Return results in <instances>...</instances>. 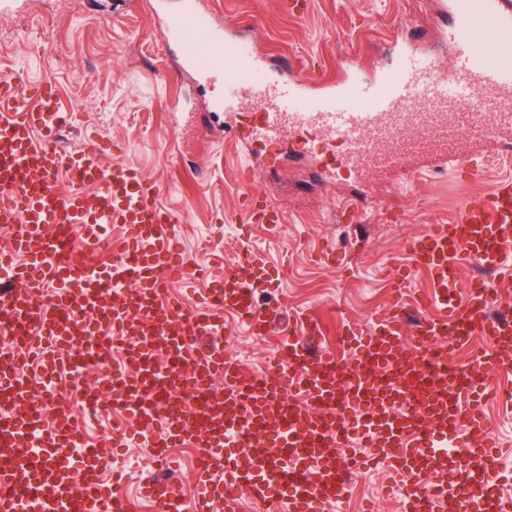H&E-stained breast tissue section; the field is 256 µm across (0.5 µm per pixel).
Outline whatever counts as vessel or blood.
<instances>
[{"mask_svg": "<svg viewBox=\"0 0 512 512\" xmlns=\"http://www.w3.org/2000/svg\"><path fill=\"white\" fill-rule=\"evenodd\" d=\"M153 10L176 44L187 29L200 34L196 50H182V67L202 83L212 111L248 110L250 142L285 151L312 132L347 174H388L416 158L422 178L433 158L463 174L462 146L512 142V8L504 0H445L447 54L403 49L374 77L354 70L315 90L292 77L291 64L270 74L253 41L228 36L200 0H154ZM466 92L479 95L481 111L464 104ZM67 120L52 82L0 78V223L18 227L0 251V334L8 338L0 346V512H32L35 501L41 512H128L99 477L100 449L82 442L86 417L59 406L45 421L24 372L35 360L48 372L81 370L111 362L117 350L122 362L90 390L86 416L112 415L116 448L135 433L158 460L173 447L201 451L191 495L146 484L159 512H172L180 496L187 512H236L244 496L271 512H323L340 495L339 474L365 467L362 448L407 475V512H499L491 473L503 452L485 431L480 379L512 368V321L485 316L487 284L462 270L472 259L512 277L511 177L408 242L394 288L423 270L434 293L395 304L372 327L346 328L351 365L320 348V323L307 316L249 380L223 352L192 344L226 335L228 312L266 335L257 294L271 274L247 248L230 266L220 254L192 263L175 243L179 214L157 202L161 184L121 160L104 164L96 137L62 150ZM243 196L242 223H281L261 185L245 184ZM68 224L96 249L104 245L99 225L123 224L134 245L122 261L94 267L73 251ZM196 281L203 287L190 306L172 285ZM430 306L434 317L411 323L412 312ZM78 331L85 341L76 348ZM478 331L490 348L456 365L450 352Z\"/></svg>", "mask_w": 512, "mask_h": 512, "instance_id": "vessel-or-blood-1", "label": "vessel or blood"}]
</instances>
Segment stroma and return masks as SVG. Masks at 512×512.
Segmentation results:
<instances>
[{
  "label": "stroma",
  "mask_w": 512,
  "mask_h": 512,
  "mask_svg": "<svg viewBox=\"0 0 512 512\" xmlns=\"http://www.w3.org/2000/svg\"><path fill=\"white\" fill-rule=\"evenodd\" d=\"M303 18L285 12L281 0H202L224 24L252 38L269 69L281 59L294 62L295 74L343 79L351 65L371 75L386 65L395 45L411 44L420 54L442 49L435 0H311ZM20 73L33 82H55L59 98L72 113L77 130L59 143L78 149L83 133L98 137L112 155L149 178L167 183L160 202L177 211L175 227L185 255L206 263L211 252L234 263L241 238L234 210L244 181L263 184L269 200L284 215L283 224L254 227L250 240L257 261L273 275L275 288L259 301L273 313L266 336L237 327L234 314L230 353L253 371H261L277 352L298 314L317 317L326 349L350 359L335 338L349 323L373 324L396 302L431 289L426 273L411 286L393 291L391 271L404 258V247L426 225L447 221L464 202L479 196L484 184L472 177L417 181L400 195L394 185L403 172L356 181L330 177L319 142L285 154L243 140L241 115L212 112L208 95L182 72L180 53L167 44L150 0H34L32 12L0 19V73ZM182 102L205 116V126L180 139L171 137V105ZM360 206V221H338L340 205ZM359 238L360 256L321 264V246ZM485 425L505 457L501 497L512 512V413L499 400L488 401ZM104 475L119 470L116 493L132 501V512H154L138 499L146 478L166 481L170 474L152 459L148 441L109 448ZM400 482L377 468L360 475L352 492L326 512H398Z\"/></svg>",
  "instance_id": "1"
}]
</instances>
